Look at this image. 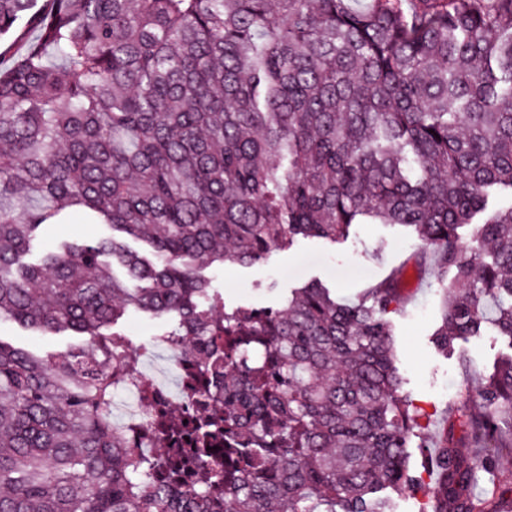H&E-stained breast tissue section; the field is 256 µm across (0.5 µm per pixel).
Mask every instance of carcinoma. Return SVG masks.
Returning <instances> with one entry per match:
<instances>
[{
    "label": "carcinoma",
    "mask_w": 512,
    "mask_h": 512,
    "mask_svg": "<svg viewBox=\"0 0 512 512\" xmlns=\"http://www.w3.org/2000/svg\"><path fill=\"white\" fill-rule=\"evenodd\" d=\"M7 37L0 321L90 346L0 340V512H392L420 417L387 318L402 273L228 310L199 270L401 227L432 248L436 346L512 350V206L490 208L512 196V0H0ZM68 208L110 233L22 263ZM128 310L175 316L207 381L153 454L109 418ZM431 445V512H497L501 485L475 492L496 456L469 449L512 448V353ZM0 338L15 347L38 353H64L89 345L87 336L42 334L6 320L0 321Z\"/></svg>",
    "instance_id": "obj_1"
}]
</instances>
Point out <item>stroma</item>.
<instances>
[{"label": "stroma", "instance_id": "1", "mask_svg": "<svg viewBox=\"0 0 512 512\" xmlns=\"http://www.w3.org/2000/svg\"><path fill=\"white\" fill-rule=\"evenodd\" d=\"M107 232L105 225L68 219L47 225L33 249L39 252L63 241ZM421 247L419 240L398 228L356 224L342 242L331 244L301 238L291 247L273 249L265 262L248 266L215 265L206 269L205 276L228 308H276L292 290L313 280L335 288L344 299L353 300ZM404 291L407 301L391 314L390 320L404 389L421 409L419 432L429 435L438 429L444 412L457 401L464 387L458 355H466L481 370L504 356L508 348L501 338L488 332L457 341L455 355H443L431 339L441 317V295L433 273L421 275L415 269H407ZM0 340L38 353H64L89 344L84 336L43 334L6 320L0 321Z\"/></svg>", "mask_w": 512, "mask_h": 512}]
</instances>
